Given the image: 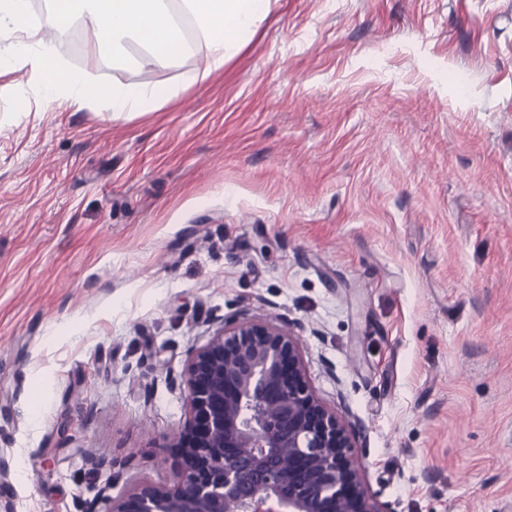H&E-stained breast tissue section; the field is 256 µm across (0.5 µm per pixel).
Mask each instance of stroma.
Returning a JSON list of instances; mask_svg holds the SVG:
<instances>
[{
	"instance_id": "35a3bbf8",
	"label": "stroma",
	"mask_w": 512,
	"mask_h": 512,
	"mask_svg": "<svg viewBox=\"0 0 512 512\" xmlns=\"http://www.w3.org/2000/svg\"><path fill=\"white\" fill-rule=\"evenodd\" d=\"M190 46L57 38L158 93L118 119L0 77V505L172 483L189 352L273 316L388 512H512V0H276L204 85Z\"/></svg>"
}]
</instances>
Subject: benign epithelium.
I'll use <instances>...</instances> for the list:
<instances>
[{
	"label": "benign epithelium",
	"instance_id": "7a95c632",
	"mask_svg": "<svg viewBox=\"0 0 512 512\" xmlns=\"http://www.w3.org/2000/svg\"><path fill=\"white\" fill-rule=\"evenodd\" d=\"M174 484L110 512H388L350 458L346 421L315 394L299 339L266 319L224 322L181 372Z\"/></svg>",
	"mask_w": 512,
	"mask_h": 512
}]
</instances>
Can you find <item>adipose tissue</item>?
<instances>
[{"label": "adipose tissue", "mask_w": 512, "mask_h": 512, "mask_svg": "<svg viewBox=\"0 0 512 512\" xmlns=\"http://www.w3.org/2000/svg\"><path fill=\"white\" fill-rule=\"evenodd\" d=\"M275 0H180V11L188 14L209 38L208 59L196 79L206 82L235 56L269 14ZM28 0H0V27L24 30L27 40L0 49V76L27 67L41 77L45 98L51 102L81 104L105 98L112 112H148L157 102L155 93L126 87H103L74 77L58 66L50 42L44 35L61 30L77 9L88 10L92 38L99 54L121 57L130 41L143 42L154 55L174 58L185 50V40L170 0H53L37 21H30Z\"/></svg>", "instance_id": "adipose-tissue-1"}]
</instances>
